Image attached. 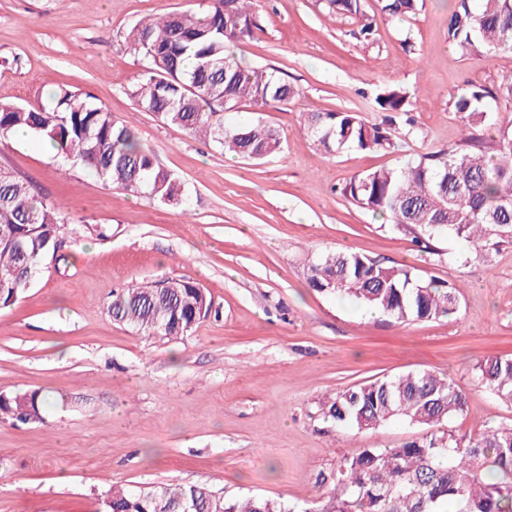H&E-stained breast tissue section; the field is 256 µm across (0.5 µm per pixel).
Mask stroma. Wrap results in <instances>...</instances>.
<instances>
[{"instance_id": "1", "label": "stroma", "mask_w": 512, "mask_h": 512, "mask_svg": "<svg viewBox=\"0 0 512 512\" xmlns=\"http://www.w3.org/2000/svg\"><path fill=\"white\" fill-rule=\"evenodd\" d=\"M449 3L377 17L364 42L326 0H256L257 36L237 54L275 68L298 94L257 107L283 150L245 161L162 124L128 94L145 70L128 29L145 16H200L209 0H0V101L43 102L58 84L91 94L188 190L187 205L163 204L105 186L32 134L0 140V169L62 206L68 236L0 309V393L44 398L40 420L0 419V512H99L111 485L160 483L323 512L346 459L424 433L406 423L359 433L324 418L325 394L383 376L453 377L467 408L444 430L474 436L512 423V405L475 374L487 357L512 355V243L487 263L454 238L431 255L339 193L354 175L456 147V90L512 78V53L464 56L449 45ZM385 85L413 103L416 134L397 152L329 156L307 136L314 110L382 122L374 99ZM334 250L462 283L457 317L400 325L309 288L306 258ZM166 277L204 288L209 316L175 340L112 320L113 294Z\"/></svg>"}]
</instances>
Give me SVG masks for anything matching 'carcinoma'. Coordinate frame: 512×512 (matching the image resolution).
Segmentation results:
<instances>
[{
	"label": "carcinoma",
	"instance_id": "obj_1",
	"mask_svg": "<svg viewBox=\"0 0 512 512\" xmlns=\"http://www.w3.org/2000/svg\"><path fill=\"white\" fill-rule=\"evenodd\" d=\"M254 2L211 0L201 18L173 12L135 23L127 41L146 66L129 95L163 124L260 161L282 151L279 132L260 119L227 123L224 113L244 102L286 103L295 90L276 72L244 63L230 48L254 38ZM376 2L380 13L399 19L419 8V0ZM328 7L355 19L363 39L373 38L364 0H328ZM447 38L464 56L512 52V0H453ZM502 99H512L511 78L495 91L469 85L453 96L467 127L488 123ZM375 103L388 113L380 124L355 112L316 110L307 116V133L329 154L352 147L393 150V126L412 102L404 89L383 87ZM20 129L114 188L164 204L185 196L180 178L159 167L135 131L87 93L58 85L46 105L0 102V137ZM340 193L413 234L431 254L433 242L447 236L469 243L474 257L485 261L500 244L512 242V129H499L489 146L470 135L457 149L410 155L396 167L355 175ZM64 228L65 218L30 183L0 170V308L15 303L44 255L64 247ZM309 271L315 290L399 324L451 319L460 310V285L422 278L408 266L385 265L356 251L323 254L309 263ZM210 306L198 284L171 278L123 289L109 313L149 336L176 339L207 317ZM475 371L501 402L512 404V357L487 358ZM42 405L37 391L1 393L0 417L25 423L41 417ZM321 407L326 419L359 433L392 422L426 430L400 446L365 448L345 460L327 512H512V424L475 438L436 430L465 411V392L452 377L423 371L375 378L330 394ZM105 495L107 512H312L262 496L227 499L197 485L114 487Z\"/></svg>",
	"mask_w": 512,
	"mask_h": 512
}]
</instances>
